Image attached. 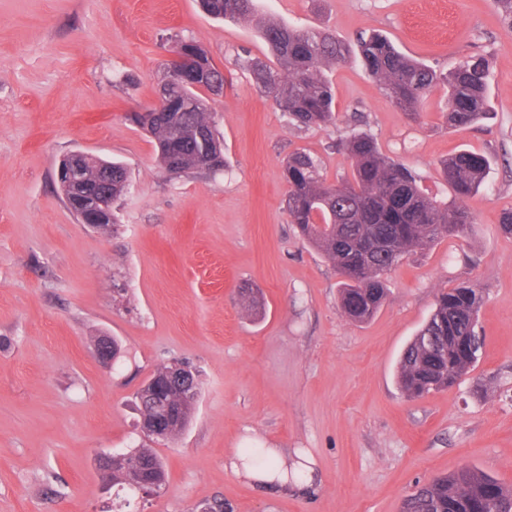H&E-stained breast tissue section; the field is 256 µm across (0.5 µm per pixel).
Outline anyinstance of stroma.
<instances>
[{
	"label": "stroma",
	"mask_w": 512,
	"mask_h": 512,
	"mask_svg": "<svg viewBox=\"0 0 512 512\" xmlns=\"http://www.w3.org/2000/svg\"><path fill=\"white\" fill-rule=\"evenodd\" d=\"M253 20H218L198 0H0V512H400L434 478L478 468L512 488V27L491 0H255ZM331 32L372 30L447 71L489 61L490 112L448 125L433 90L418 117L395 107L356 58L326 68L336 120L298 129L241 62L270 59L259 21ZM223 71L212 103L223 169L168 176L130 118L155 99L173 36ZM373 135L439 203L441 171L461 150L485 155L467 201L466 241L443 239L386 276L376 316L342 313L332 263L289 224L283 162L297 149L327 183L349 175L337 143ZM118 160L129 185L111 232L82 224L53 179L71 152ZM258 289L248 310L237 289ZM481 297L483 353L453 387L409 400L400 355L442 288ZM110 335L114 366L92 350ZM199 373L193 417L175 440L144 436L135 393L157 368ZM275 449L303 485L262 483L229 458ZM155 449L161 496L116 497L95 466L105 451Z\"/></svg>",
	"instance_id": "1"
}]
</instances>
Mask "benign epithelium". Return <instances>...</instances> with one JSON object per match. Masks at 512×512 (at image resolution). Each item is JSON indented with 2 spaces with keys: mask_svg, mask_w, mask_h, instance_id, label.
Here are the masks:
<instances>
[{
  "mask_svg": "<svg viewBox=\"0 0 512 512\" xmlns=\"http://www.w3.org/2000/svg\"><path fill=\"white\" fill-rule=\"evenodd\" d=\"M169 63L176 66L184 75L194 74V57L187 51L173 52ZM80 153L72 152L64 156L54 171V179L68 196V205L78 211L83 223L103 233L112 230V194L109 191L112 169L107 168L91 183L83 175L78 164ZM96 358L105 364L112 363L116 357V345L109 336L100 337V343L94 345ZM200 393L195 372L185 366L178 373L165 376L163 385L148 381L141 387L139 395L154 408L150 415L141 416L143 431L153 438L165 441L169 437L170 422L176 418L179 405H191L197 402ZM127 455L121 452H101L95 458V465L106 485H111L108 475L112 469L125 464ZM129 486L145 496L158 497L165 489V482L154 475L137 472L129 480Z\"/></svg>",
  "mask_w": 512,
  "mask_h": 512,
  "instance_id": "benign-epithelium-1",
  "label": "benign epithelium"
}]
</instances>
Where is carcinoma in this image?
Instances as JSON below:
<instances>
[{
	"label": "carcinoma",
	"instance_id": "1",
	"mask_svg": "<svg viewBox=\"0 0 512 512\" xmlns=\"http://www.w3.org/2000/svg\"><path fill=\"white\" fill-rule=\"evenodd\" d=\"M203 10L217 18L246 20L255 14V0H199ZM275 64L245 59L242 66L259 88L272 98L288 122L298 129L327 128L335 122V92L322 68L342 62L351 50L333 34L265 22L261 26ZM175 42L190 49L199 60L201 75L185 80L178 71L170 78L167 93L188 103L181 113L160 112L146 131L154 138L161 168L168 174L202 171L203 157H219L222 146L214 133L209 94L224 74L208 52L182 37ZM357 59L389 101L413 117L419 116L427 95L438 85L448 87V123L469 127L488 113L489 67L482 57H470L448 73L414 61L380 33L357 38ZM208 131L198 140L191 131ZM340 146L351 160V175L334 185L326 183L317 160L294 151L284 162L288 184V222L330 261L341 276L339 300L352 321L371 320L386 301L384 275L405 256L444 238L463 239L472 211L465 201L482 186L488 159L462 150L442 163L446 182L455 200L440 204L418 184L414 170L384 156L374 138L361 132ZM128 185L126 167L112 162V200ZM481 298L460 283L443 288L434 309L405 349L397 379L409 399L457 384L475 366L482 350L476 331ZM131 460L145 461L155 474L166 478L162 460L152 448H133ZM402 512H512V490L476 468H463L441 476L409 495Z\"/></svg>",
	"mask_w": 512,
	"mask_h": 512
}]
</instances>
